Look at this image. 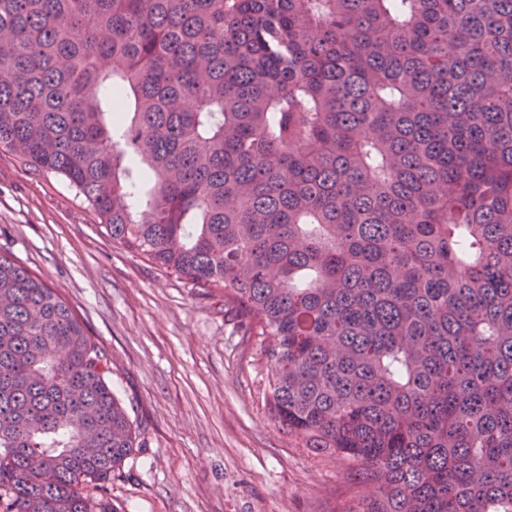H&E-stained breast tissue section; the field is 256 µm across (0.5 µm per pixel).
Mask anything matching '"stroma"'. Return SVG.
<instances>
[{"label": "stroma", "instance_id": "obj_1", "mask_svg": "<svg viewBox=\"0 0 512 512\" xmlns=\"http://www.w3.org/2000/svg\"><path fill=\"white\" fill-rule=\"evenodd\" d=\"M38 274L112 361V386L138 427L113 472L116 512H335L345 465L303 448L258 394L259 344L222 294L165 276L92 223L52 174L0 154V254Z\"/></svg>", "mask_w": 512, "mask_h": 512}]
</instances>
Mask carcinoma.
Returning a JSON list of instances; mask_svg holds the SVG:
<instances>
[{
    "label": "carcinoma",
    "mask_w": 512,
    "mask_h": 512,
    "mask_svg": "<svg viewBox=\"0 0 512 512\" xmlns=\"http://www.w3.org/2000/svg\"><path fill=\"white\" fill-rule=\"evenodd\" d=\"M0 152L224 294L337 512H512V0H0ZM111 373L0 254V512H115Z\"/></svg>",
    "instance_id": "cac0c4a2"
}]
</instances>
